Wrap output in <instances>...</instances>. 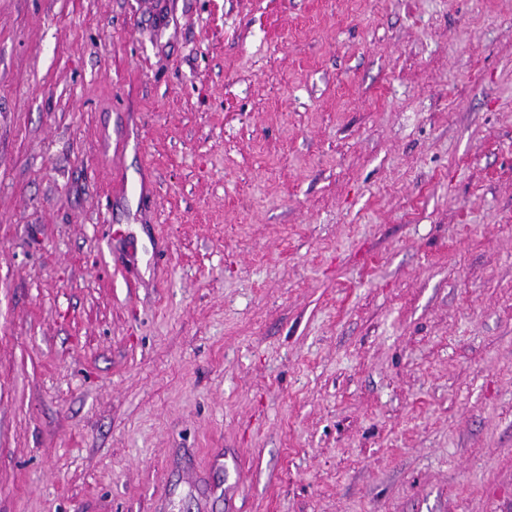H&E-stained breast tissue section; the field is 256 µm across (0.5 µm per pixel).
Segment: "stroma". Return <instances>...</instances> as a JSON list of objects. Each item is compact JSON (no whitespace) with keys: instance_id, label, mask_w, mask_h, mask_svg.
Here are the masks:
<instances>
[{"instance_id":"1","label":"stroma","mask_w":512,"mask_h":512,"mask_svg":"<svg viewBox=\"0 0 512 512\" xmlns=\"http://www.w3.org/2000/svg\"><path fill=\"white\" fill-rule=\"evenodd\" d=\"M512 512V0H0V512Z\"/></svg>"}]
</instances>
